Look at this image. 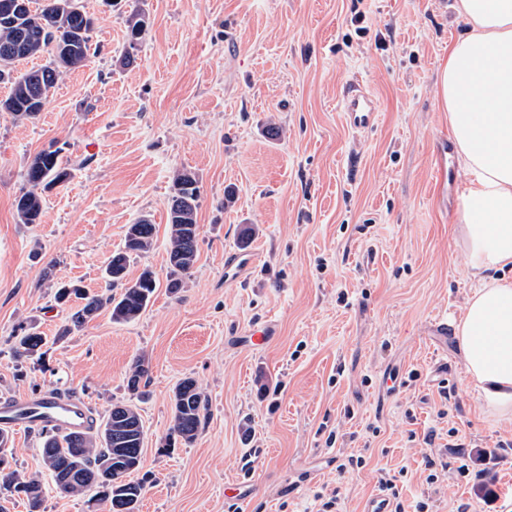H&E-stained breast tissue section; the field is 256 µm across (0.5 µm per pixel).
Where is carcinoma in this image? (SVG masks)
<instances>
[{
  "instance_id": "obj_1",
  "label": "carcinoma",
  "mask_w": 512,
  "mask_h": 512,
  "mask_svg": "<svg viewBox=\"0 0 512 512\" xmlns=\"http://www.w3.org/2000/svg\"><path fill=\"white\" fill-rule=\"evenodd\" d=\"M61 0H42L35 10L26 9L9 20H0V49L12 43L26 31L30 35L26 50L14 57L0 52V83L10 85L6 98L0 100V112H11L16 118L34 119L42 112L50 90L64 72L82 66L91 56V32L82 30L83 18L59 9ZM131 41L145 33L148 21L142 14H133L127 20ZM48 54L53 69L43 66L23 72L15 64ZM36 105H27L29 99ZM29 189L16 200V212L24 224L39 222L43 198L41 189L66 182L70 169L60 156V150H43L31 161L26 171ZM200 187L196 175L181 170L173 175L167 199V254L170 278L167 288L176 294L182 286V277L189 274L197 261L200 227L197 210ZM157 238V227L144 215L127 226L123 248L112 255L106 268L111 288H121L119 295L84 296L85 303L72 316L71 323L81 327L100 309L111 308L112 320L130 322L139 318L148 308L158 287L155 273L145 268L139 276L127 281L132 259L151 250ZM45 338L38 333L18 337L14 344L16 356H27L41 349ZM148 375V362L136 360L127 377L131 399L112 404L98 426L90 425L92 432L85 435L59 433L43 428L40 448L44 469L48 472L55 491L63 496L91 493L90 500L114 504L129 503L137 512L140 507L144 482L130 479L142 466L144 424L135 401L144 397L142 380ZM207 411V399L197 381L191 377L180 380L173 389L172 427L170 436L185 443L193 442ZM122 442L126 453L114 452L115 442ZM8 460L0 458V512H10L9 506L20 503L26 512L31 504L42 506L45 489L37 477L24 476L7 469Z\"/></svg>"
}]
</instances>
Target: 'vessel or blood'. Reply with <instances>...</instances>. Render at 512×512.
I'll return each mask as SVG.
<instances>
[{"label": "vessel or blood", "mask_w": 512, "mask_h": 512, "mask_svg": "<svg viewBox=\"0 0 512 512\" xmlns=\"http://www.w3.org/2000/svg\"><path fill=\"white\" fill-rule=\"evenodd\" d=\"M350 127L357 131L369 129L377 119V106L359 81H351L341 99ZM254 262L251 253L241 250L233 253L224 264V277L233 281ZM88 419V405L84 399L44 394L37 398L23 396L10 406L0 408V425L40 427L50 425L63 431H80Z\"/></svg>", "instance_id": "b4317fda"}]
</instances>
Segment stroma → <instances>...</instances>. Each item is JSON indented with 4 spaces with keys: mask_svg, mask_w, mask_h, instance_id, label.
Masks as SVG:
<instances>
[{
    "mask_svg": "<svg viewBox=\"0 0 512 512\" xmlns=\"http://www.w3.org/2000/svg\"><path fill=\"white\" fill-rule=\"evenodd\" d=\"M81 4L98 52L61 76L36 118L0 112V404L73 390L99 419L129 400L126 376L146 358L140 512H319L333 495L339 512H359L382 476L406 512L421 501L428 512H512V421L484 408L456 342L439 355L429 331L441 315L456 325L478 285L461 229L465 176L456 166L445 189L433 180L452 135L436 81L463 27L455 0ZM136 11L149 25L134 42ZM355 78L378 107L364 132L340 106ZM270 123L279 139L265 136ZM52 145L71 177L44 192L38 223H20L26 169ZM182 169L201 198L180 292L161 286L128 323L102 308L55 341L75 308L57 304V288L106 293L127 225L166 224ZM244 224L258 261L228 281ZM266 325L267 343L252 346ZM28 332L51 342L16 357ZM184 377L208 398L189 444L169 440ZM41 444L38 429L14 430L8 459L46 483ZM249 446L268 457L241 494ZM430 459L446 469L429 473Z\"/></svg>",
    "mask_w": 512,
    "mask_h": 512,
    "instance_id": "35a3bbf8",
    "label": "stroma"
}]
</instances>
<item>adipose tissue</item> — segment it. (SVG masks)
<instances>
[{
  "label": "adipose tissue",
  "instance_id": "1",
  "mask_svg": "<svg viewBox=\"0 0 512 512\" xmlns=\"http://www.w3.org/2000/svg\"><path fill=\"white\" fill-rule=\"evenodd\" d=\"M465 23L437 95L468 176L461 220L472 274L455 335L490 411L512 419V0H456Z\"/></svg>",
  "mask_w": 512,
  "mask_h": 512
}]
</instances>
